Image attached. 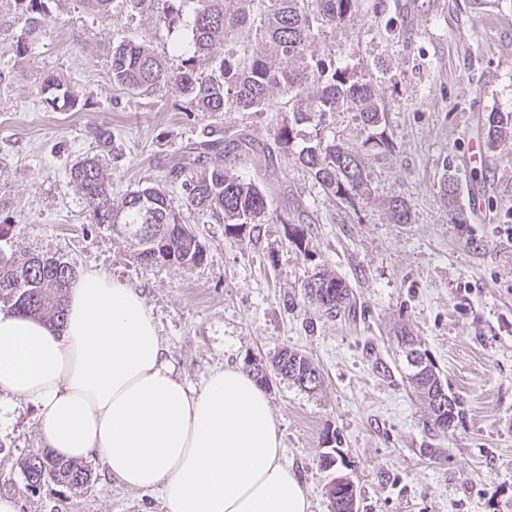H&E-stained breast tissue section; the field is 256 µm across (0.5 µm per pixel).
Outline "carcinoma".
Wrapping results in <instances>:
<instances>
[{"label":"carcinoma","instance_id":"cac0c4a2","mask_svg":"<svg viewBox=\"0 0 512 512\" xmlns=\"http://www.w3.org/2000/svg\"><path fill=\"white\" fill-rule=\"evenodd\" d=\"M23 20L13 52L20 56L31 45L50 17L48 0H18ZM191 6V50L173 71L146 45L124 39L112 48V84L123 90L158 93L175 83L190 98L195 112H283L274 140L258 146L244 133L226 131L220 138L212 133L185 146L167 178L180 183L183 205L209 213L236 235L268 213L269 196L263 186L245 181L224 168L227 153L248 154L258 149L270 158H293L310 173L327 194L352 201L368 191V175L360 157L326 139L323 129L334 112L358 113L369 130L372 147L388 150L385 110L378 102L372 81L354 67L336 65L328 50H311L326 24L341 25L359 8L360 0H180ZM224 47L223 54L216 47ZM46 101L65 106L75 104L77 95L54 75L45 78ZM284 96L281 107L271 104V93ZM316 120L313 143L295 150L296 126ZM485 141L493 148L512 142V112H491L483 125ZM196 168L186 178L188 166ZM70 178L82 194L96 224H107L112 232L130 239L137 259L145 265L168 264L178 268L197 267L207 260L206 251L181 208L158 185L141 187L121 200L112 197V169L93 156L70 169ZM440 193L456 224L468 221L458 205L459 182L443 174ZM394 224L411 223V207L403 197L386 203ZM288 225V240L301 252L312 244L314 229L309 224ZM12 224H0V304L24 312L34 319L60 323L65 316L68 291L77 269L59 253L18 252L13 249ZM304 298L324 315L356 318L352 288L336 271L320 266L304 281ZM245 369L261 385L271 375L287 378L301 387L321 386L322 375L310 358L284 348L270 366L248 363ZM408 380L428 403L433 429L447 434L459 419V402L448 394L431 359L420 369L411 368ZM26 484L32 491L49 486L78 488L91 480V470L81 460H64L49 452L33 454L21 461ZM326 494L331 512H350L353 497L347 485L332 481Z\"/></svg>","mask_w":512,"mask_h":512}]
</instances>
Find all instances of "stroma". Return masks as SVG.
<instances>
[{
    "mask_svg": "<svg viewBox=\"0 0 512 512\" xmlns=\"http://www.w3.org/2000/svg\"><path fill=\"white\" fill-rule=\"evenodd\" d=\"M170 0L130 13L90 14L62 0L23 56L12 47L21 23L15 0H0V222L14 226L16 250L63 254L137 289L178 377L200 387L224 365L270 360L288 347L319 369L314 391L276 377L266 385L287 463L302 479L311 512H330L325 491L351 477L360 512H512V144L486 150L470 166V141H483L491 112H512V0H361L344 24L326 25L314 47L372 79L386 110L389 151L369 147L357 113L338 112L325 133L357 153L370 175L368 196L341 201L305 168L262 152L230 156L241 179L269 183L273 205L311 223V253L267 217L242 236L186 210L207 253L204 265H143L129 240L93 224L68 175L100 153L92 131L112 132V196L163 180L185 145L203 133L238 130L271 141L272 112H193L177 85L133 93L113 87L112 47L131 38L179 68L191 46L186 25L169 24ZM64 78L82 104L52 110L47 75ZM456 173L460 204L478 195L469 222L454 223L439 194ZM404 197L412 221L393 224L384 200ZM346 278L356 320L322 315L303 297L317 266ZM409 326L450 392L461 401L452 433L436 434L429 410L407 380L396 335ZM387 366L376 372L375 363ZM37 407L16 402L0 423V495L21 512H165L157 493L127 489L99 457L78 489L31 493L21 459L42 452ZM432 445L435 457L423 455ZM336 463L324 467L320 455Z\"/></svg>",
    "mask_w": 512,
    "mask_h": 512,
    "instance_id": "obj_1",
    "label": "stroma"
}]
</instances>
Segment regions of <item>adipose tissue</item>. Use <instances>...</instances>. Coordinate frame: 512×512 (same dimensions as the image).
<instances>
[{"label": "adipose tissue", "instance_id": "1", "mask_svg": "<svg viewBox=\"0 0 512 512\" xmlns=\"http://www.w3.org/2000/svg\"><path fill=\"white\" fill-rule=\"evenodd\" d=\"M16 399L52 454L98 455L167 512H311L263 388L234 365L187 386L139 292L106 274L77 277L58 326L0 308V415Z\"/></svg>", "mask_w": 512, "mask_h": 512}]
</instances>
